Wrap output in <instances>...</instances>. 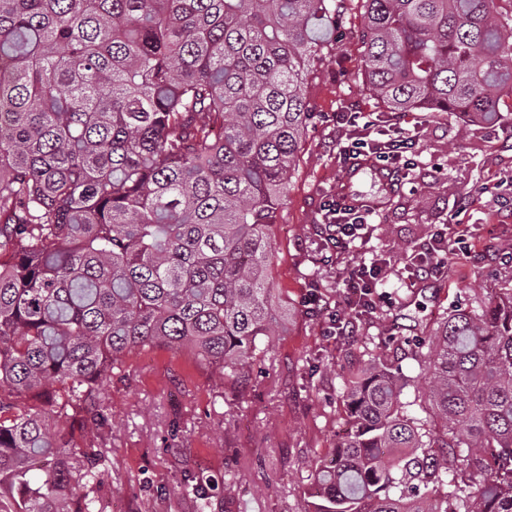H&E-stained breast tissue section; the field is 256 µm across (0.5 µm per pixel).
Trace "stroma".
Segmentation results:
<instances>
[{
  "label": "stroma",
  "mask_w": 512,
  "mask_h": 512,
  "mask_svg": "<svg viewBox=\"0 0 512 512\" xmlns=\"http://www.w3.org/2000/svg\"><path fill=\"white\" fill-rule=\"evenodd\" d=\"M362 68L351 37L337 43L306 88L315 121L273 239L275 300L293 312L286 333L225 380L186 350L124 357L125 379L103 388L112 408L105 512H196L181 485L185 471L199 466L224 481L213 512H300L315 490L316 463L349 431L345 380L368 358L398 360L411 381L402 400L426 416L429 375L408 346L416 326L435 330L447 312L478 309L512 288V131L435 112L417 128L418 156L398 190L379 189L370 174L349 178L336 140L351 128L337 114L360 112L373 133L387 129ZM338 187L379 207L365 240L333 261L316 229ZM460 226L471 232L470 255H448L439 275L414 279L416 245ZM374 262L384 267L382 300L361 317L356 336L328 335L324 315L305 304L310 287L319 284L338 300L339 316L351 317L344 282L352 268Z\"/></svg>",
  "instance_id": "stroma-1"
}]
</instances>
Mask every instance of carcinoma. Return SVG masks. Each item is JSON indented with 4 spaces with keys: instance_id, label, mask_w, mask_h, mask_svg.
Wrapping results in <instances>:
<instances>
[{
    "instance_id": "1",
    "label": "carcinoma",
    "mask_w": 512,
    "mask_h": 512,
    "mask_svg": "<svg viewBox=\"0 0 512 512\" xmlns=\"http://www.w3.org/2000/svg\"><path fill=\"white\" fill-rule=\"evenodd\" d=\"M345 2L0 0V512H99L107 449L64 425H109L100 386L125 355L188 349L233 375L283 330L274 227ZM359 2L380 113L512 130L498 0ZM414 342L431 418L368 360L303 512H512V288ZM218 487L182 485L199 512Z\"/></svg>"
}]
</instances>
